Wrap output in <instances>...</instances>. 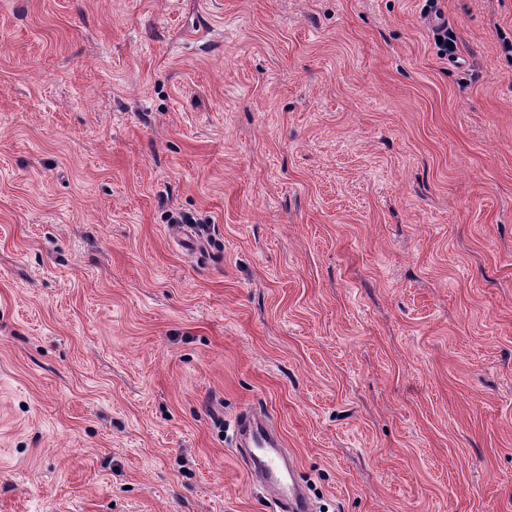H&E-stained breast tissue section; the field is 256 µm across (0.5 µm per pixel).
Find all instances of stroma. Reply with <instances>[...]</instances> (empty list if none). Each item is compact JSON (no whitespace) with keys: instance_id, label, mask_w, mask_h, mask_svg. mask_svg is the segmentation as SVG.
I'll return each instance as SVG.
<instances>
[{"instance_id":"35a3bbf8","label":"stroma","mask_w":512,"mask_h":512,"mask_svg":"<svg viewBox=\"0 0 512 512\" xmlns=\"http://www.w3.org/2000/svg\"><path fill=\"white\" fill-rule=\"evenodd\" d=\"M510 42L512 0H0V512H282L252 406L313 512H512ZM237 435L240 446L247 448V466L251 477L277 491L278 499L284 505H289V511L308 512L309 508L298 496L295 484H282L276 478L283 444L267 421L252 409H246L238 419Z\"/></svg>"}]
</instances>
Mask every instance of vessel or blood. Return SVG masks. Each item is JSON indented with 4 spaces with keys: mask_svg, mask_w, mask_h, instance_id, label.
I'll return each instance as SVG.
<instances>
[{
    "mask_svg": "<svg viewBox=\"0 0 512 512\" xmlns=\"http://www.w3.org/2000/svg\"><path fill=\"white\" fill-rule=\"evenodd\" d=\"M240 444L247 450L248 472L264 486L276 491L278 498L288 504L290 512H309L292 484H282L276 478L282 457V441L267 421L253 410H245L237 422Z\"/></svg>",
    "mask_w": 512,
    "mask_h": 512,
    "instance_id": "b4317fda",
    "label": "vessel or blood"
}]
</instances>
